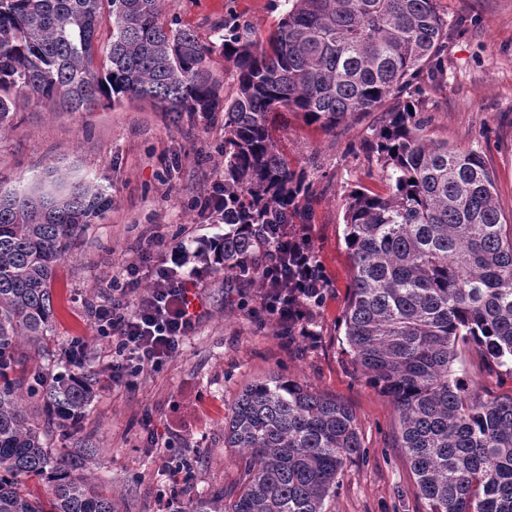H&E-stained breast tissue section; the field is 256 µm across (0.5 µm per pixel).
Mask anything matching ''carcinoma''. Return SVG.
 <instances>
[{
    "instance_id": "cac0c4a2",
    "label": "carcinoma",
    "mask_w": 512,
    "mask_h": 512,
    "mask_svg": "<svg viewBox=\"0 0 512 512\" xmlns=\"http://www.w3.org/2000/svg\"><path fill=\"white\" fill-rule=\"evenodd\" d=\"M290 2L264 39L224 21L216 48L167 25L161 0H0V131L19 95L72 112L105 99L224 113V272L256 279L255 243L237 225L308 224L316 193L281 154L273 116L334 130L395 100L365 141L388 193L348 195L345 342L398 412L429 512H512V391L484 397L459 366L472 348L489 372L512 376V224L482 155L431 139L414 99L422 72L445 73L448 29L435 0ZM216 53L235 68L229 98L212 75ZM110 205L105 189L64 176L0 192V512H115L84 474L95 451L55 454L43 439L50 425L79 430L95 372L67 350L27 370L48 349L58 262ZM224 447L241 461L235 499L215 490L178 512H325L362 444L347 405L277 373L241 390ZM31 476L51 498L25 490Z\"/></svg>"
}]
</instances>
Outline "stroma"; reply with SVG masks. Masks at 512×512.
I'll use <instances>...</instances> for the list:
<instances>
[{"label":"stroma","instance_id":"35a3bbf8","mask_svg":"<svg viewBox=\"0 0 512 512\" xmlns=\"http://www.w3.org/2000/svg\"><path fill=\"white\" fill-rule=\"evenodd\" d=\"M436 6L448 26V68L443 79L422 84L427 131L449 147L481 152L495 176L502 219L512 224V0ZM287 9V0H164L162 18L217 46L225 20L264 37ZM382 118L373 112L329 132L292 117L276 129L290 164L317 190L311 229L329 286L313 312L311 335L283 334L259 289L239 287L233 275L213 269L199 286L203 318L180 353L115 386L108 379L112 342L99 335L89 308L125 282L142 248L157 264L178 242L223 234L195 202L224 177V117L177 116L146 100L70 112L17 99L12 128L0 132V188L53 171L95 183L112 199L104 219L88 225L56 269L52 336L59 350L82 343L86 365L101 380L80 435L98 448L92 468L117 512H164L174 490L220 488L233 500L240 462L224 446V419L246 383L273 372L355 414L365 454L344 466L327 512H427L398 446L396 409L367 384L343 336L353 276L345 204L356 186L385 189L363 149ZM156 441L166 456L151 454ZM169 457L190 459L189 477L170 480Z\"/></svg>","mask_w":512,"mask_h":512}]
</instances>
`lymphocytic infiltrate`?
<instances>
[{
  "label": "lymphocytic infiltrate",
  "instance_id": "obj_1",
  "mask_svg": "<svg viewBox=\"0 0 512 512\" xmlns=\"http://www.w3.org/2000/svg\"><path fill=\"white\" fill-rule=\"evenodd\" d=\"M238 230L263 241L258 266L266 311L280 325L310 335L311 310L302 301L322 300L327 277L316 258L309 225L242 224ZM127 274L116 295L91 309L99 334L112 341L109 378L115 384L179 354L200 319L190 309L189 293L198 287L203 270L190 266L185 243L170 247L153 268L148 290L140 288L138 266Z\"/></svg>",
  "mask_w": 512,
  "mask_h": 512
}]
</instances>
